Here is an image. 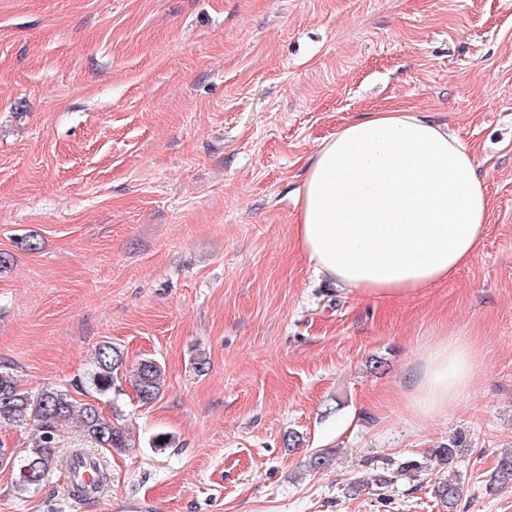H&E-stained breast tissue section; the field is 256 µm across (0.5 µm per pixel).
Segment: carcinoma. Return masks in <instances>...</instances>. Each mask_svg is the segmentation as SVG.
<instances>
[{
  "label": "carcinoma",
  "instance_id": "cac0c4a2",
  "mask_svg": "<svg viewBox=\"0 0 512 512\" xmlns=\"http://www.w3.org/2000/svg\"><path fill=\"white\" fill-rule=\"evenodd\" d=\"M126 367L122 350L110 342L101 344L95 352L93 368L87 382L81 388L90 387L98 394H105L115 388L119 376ZM132 386L139 399L150 403L157 398L162 387V372L159 364L152 359L140 360L130 375ZM31 422L37 432L35 445L27 454L14 461L15 488L28 492L47 481L57 470L59 461L54 451L57 429L68 423L77 427L94 441L98 447L115 452H124L133 447L124 428L105 419L92 404H79L66 390L46 388L36 395L22 390L7 369H0V426L18 422ZM459 454L457 442L439 448L429 459L432 465L452 466ZM512 482V451L500 456L490 484L504 485ZM464 494V484L458 477L441 478L434 484V495L447 512H457Z\"/></svg>",
  "mask_w": 512,
  "mask_h": 512
}]
</instances>
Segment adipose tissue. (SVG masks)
I'll use <instances>...</instances> for the list:
<instances>
[{"label": "adipose tissue", "mask_w": 512, "mask_h": 512, "mask_svg": "<svg viewBox=\"0 0 512 512\" xmlns=\"http://www.w3.org/2000/svg\"><path fill=\"white\" fill-rule=\"evenodd\" d=\"M479 164L428 113L375 112L324 139L297 200L296 236L313 273L361 297L411 296L476 256L488 212ZM480 358L464 341L427 348L409 383L423 417L472 389Z\"/></svg>", "instance_id": "ef3b65f1"}]
</instances>
